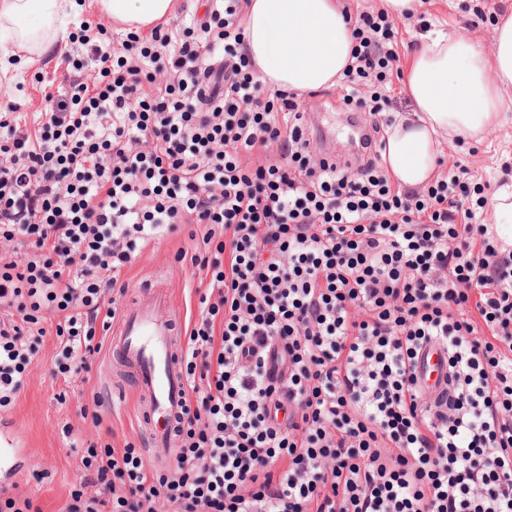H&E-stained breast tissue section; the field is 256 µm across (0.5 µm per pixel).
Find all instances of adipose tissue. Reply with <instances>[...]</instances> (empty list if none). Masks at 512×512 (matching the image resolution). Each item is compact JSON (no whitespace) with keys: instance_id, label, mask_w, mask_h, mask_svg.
Instances as JSON below:
<instances>
[{"instance_id":"1","label":"adipose tissue","mask_w":512,"mask_h":512,"mask_svg":"<svg viewBox=\"0 0 512 512\" xmlns=\"http://www.w3.org/2000/svg\"><path fill=\"white\" fill-rule=\"evenodd\" d=\"M108 19L146 28L168 21L173 0H97ZM79 0H0V29L44 54L69 49L67 19ZM344 0H250L243 15L245 52L273 89L305 92L336 86L351 61L352 29ZM408 93L416 110L387 131L383 163L395 184L431 181L445 140L475 138L512 111V13L501 16L491 51L466 36L424 42L409 64Z\"/></svg>"}]
</instances>
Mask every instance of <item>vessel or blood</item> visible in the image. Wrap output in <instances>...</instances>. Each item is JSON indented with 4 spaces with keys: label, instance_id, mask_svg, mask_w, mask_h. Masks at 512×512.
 <instances>
[{
    "label": "vessel or blood",
    "instance_id": "vessel-or-blood-1",
    "mask_svg": "<svg viewBox=\"0 0 512 512\" xmlns=\"http://www.w3.org/2000/svg\"><path fill=\"white\" fill-rule=\"evenodd\" d=\"M168 290H156L152 302L132 303L123 311L108 341V362L126 374L137 390L147 425L151 452L167 447L184 408L187 380L182 362L183 339L175 338L170 320L160 314L171 306ZM448 373L444 349L422 350L418 375L429 388L440 390ZM20 442L0 432V470L14 474Z\"/></svg>",
    "mask_w": 512,
    "mask_h": 512
}]
</instances>
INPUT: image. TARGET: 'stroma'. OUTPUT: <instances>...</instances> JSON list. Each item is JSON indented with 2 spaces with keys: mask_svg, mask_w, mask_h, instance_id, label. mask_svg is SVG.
I'll use <instances>...</instances> for the list:
<instances>
[{
  "mask_svg": "<svg viewBox=\"0 0 512 512\" xmlns=\"http://www.w3.org/2000/svg\"><path fill=\"white\" fill-rule=\"evenodd\" d=\"M508 7L512 8V0H422L412 18L395 20L393 45L405 63L428 34L462 33L488 50L494 25L477 20L474 11L479 8L499 15ZM77 76L63 57L47 61L29 47L21 51L14 68L0 72V84L16 88L21 122L34 134L43 122L46 94ZM341 94L335 86L302 94L301 99L310 105L305 112L309 129L321 127L327 133L325 151L338 152L346 159L354 156L355 143L370 116L364 111L350 112ZM437 158L447 169L466 166L471 183L485 185L487 198H494L500 188L512 186V122L482 139L451 145ZM189 231V226L180 227L125 269L127 288L120 304L148 300L150 289L162 286L173 297L168 315L180 324L188 320L197 305L186 291L193 269L189 261L180 260L179 253L191 247ZM56 323V317H47L46 333L39 339L38 354L21 391L13 407L0 413V421L7 423L26 448L23 466L7 493L30 498L36 512H63L70 490L86 478L80 457L89 444L109 442L117 448L128 442L139 447L145 444L138 425L140 400L129 383L109 376L105 355H98L89 371L70 382L51 378Z\"/></svg>",
  "mask_w": 512,
  "mask_h": 512,
  "instance_id": "1",
  "label": "stroma"
}]
</instances>
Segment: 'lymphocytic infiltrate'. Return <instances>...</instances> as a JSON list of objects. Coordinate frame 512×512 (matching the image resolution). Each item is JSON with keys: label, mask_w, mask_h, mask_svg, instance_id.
<instances>
[{"label": "lymphocytic infiltrate", "mask_w": 512, "mask_h": 512, "mask_svg": "<svg viewBox=\"0 0 512 512\" xmlns=\"http://www.w3.org/2000/svg\"><path fill=\"white\" fill-rule=\"evenodd\" d=\"M247 0L199 24L80 21L90 71L47 94L38 134L0 104V411L57 314L52 378L89 369L122 272L191 225L205 287L185 332L182 445H90L64 512H512V248L462 167L409 194L382 163L402 78L385 11L357 14L344 104L370 156L313 148L296 93L242 49ZM27 249L26 262L15 261ZM441 391L419 381L428 345ZM417 371L423 383L439 391L448 375V355L437 345L428 346L420 353Z\"/></svg>", "instance_id": "1"}]
</instances>
